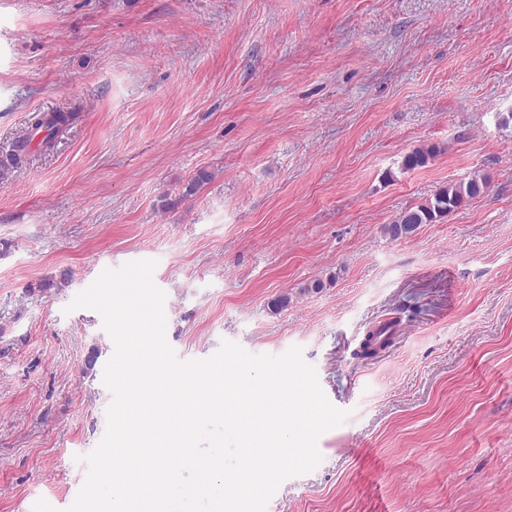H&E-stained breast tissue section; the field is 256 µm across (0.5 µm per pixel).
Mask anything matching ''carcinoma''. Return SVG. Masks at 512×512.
<instances>
[{"mask_svg": "<svg viewBox=\"0 0 512 512\" xmlns=\"http://www.w3.org/2000/svg\"><path fill=\"white\" fill-rule=\"evenodd\" d=\"M437 153L434 146H422L410 152L403 161L407 170L423 168ZM488 186L487 176L475 173L466 181L441 187L431 198L402 211L396 219L381 228L391 240L411 235L422 224H437L469 199L483 194Z\"/></svg>", "mask_w": 512, "mask_h": 512, "instance_id": "cac0c4a2", "label": "carcinoma"}]
</instances>
